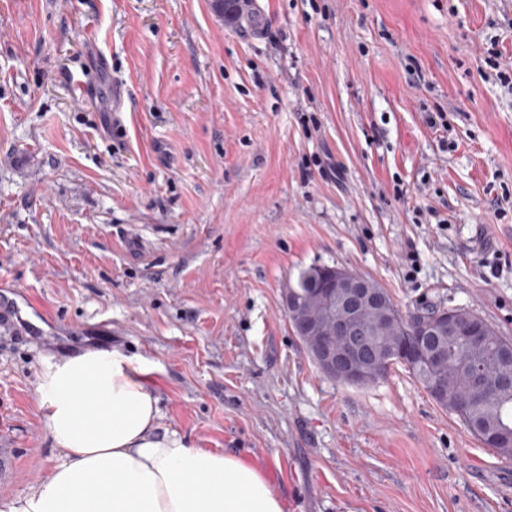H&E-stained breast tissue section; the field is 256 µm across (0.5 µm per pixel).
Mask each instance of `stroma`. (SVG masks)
Instances as JSON below:
<instances>
[{"mask_svg": "<svg viewBox=\"0 0 512 512\" xmlns=\"http://www.w3.org/2000/svg\"><path fill=\"white\" fill-rule=\"evenodd\" d=\"M512 0H0V512L63 459L48 358L146 365L162 427L285 512H512V459L403 368L326 377L282 290L314 265L512 340ZM443 124L447 133L435 132ZM142 252L131 257L129 240Z\"/></svg>", "mask_w": 512, "mask_h": 512, "instance_id": "35a3bbf8", "label": "stroma"}]
</instances>
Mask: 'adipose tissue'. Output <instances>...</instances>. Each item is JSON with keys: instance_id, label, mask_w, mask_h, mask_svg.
Here are the masks:
<instances>
[{"instance_id": "obj_1", "label": "adipose tissue", "mask_w": 512, "mask_h": 512, "mask_svg": "<svg viewBox=\"0 0 512 512\" xmlns=\"http://www.w3.org/2000/svg\"><path fill=\"white\" fill-rule=\"evenodd\" d=\"M37 391L65 460L8 512H284L266 473L163 429L157 397L119 352L46 361Z\"/></svg>"}]
</instances>
